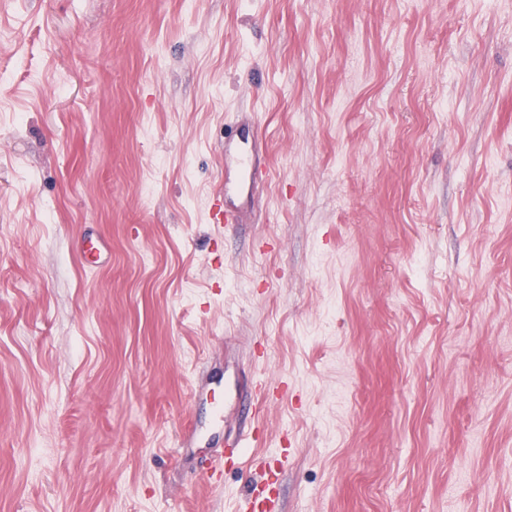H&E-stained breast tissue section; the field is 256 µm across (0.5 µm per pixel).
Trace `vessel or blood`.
I'll list each match as a JSON object with an SVG mask.
<instances>
[{
	"label": "vessel or blood",
	"instance_id": "1",
	"mask_svg": "<svg viewBox=\"0 0 512 512\" xmlns=\"http://www.w3.org/2000/svg\"><path fill=\"white\" fill-rule=\"evenodd\" d=\"M266 147L261 141H253L250 149H240L237 142L224 144V187L220 190L221 201L210 214L212 223L234 227L247 223L248 205L255 183L265 177L264 155ZM229 448L211 455L207 464L210 484H218L225 462L243 465L247 461L250 446L249 434L238 431L230 436ZM280 497V471L263 462L254 468L249 482V512H278Z\"/></svg>",
	"mask_w": 512,
	"mask_h": 512
}]
</instances>
